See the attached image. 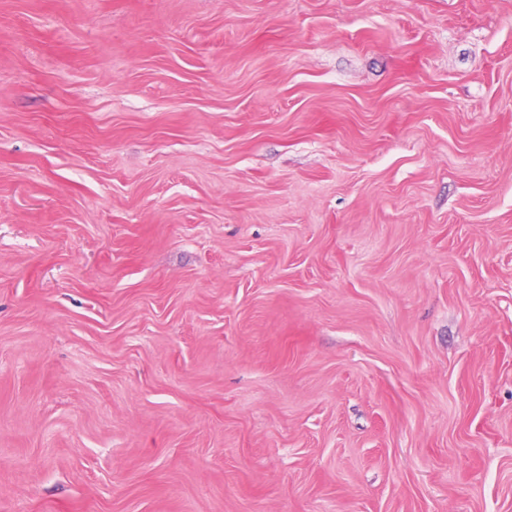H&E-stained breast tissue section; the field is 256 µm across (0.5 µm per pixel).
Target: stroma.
Returning <instances> with one entry per match:
<instances>
[{
	"mask_svg": "<svg viewBox=\"0 0 512 512\" xmlns=\"http://www.w3.org/2000/svg\"><path fill=\"white\" fill-rule=\"evenodd\" d=\"M0 512H512V0H0Z\"/></svg>",
	"mask_w": 512,
	"mask_h": 512,
	"instance_id": "35a3bbf8",
	"label": "stroma"
}]
</instances>
